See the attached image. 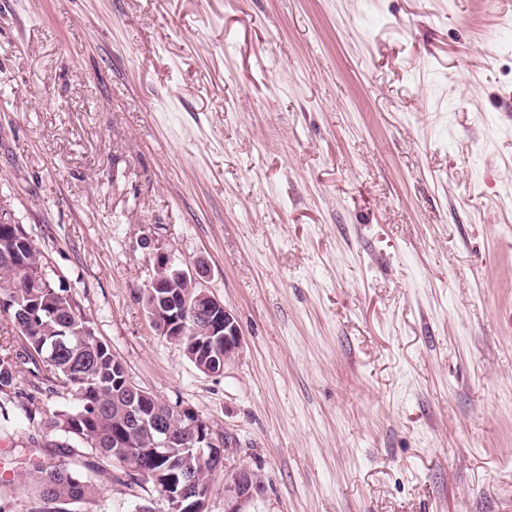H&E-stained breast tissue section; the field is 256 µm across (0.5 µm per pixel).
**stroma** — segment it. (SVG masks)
I'll list each match as a JSON object with an SVG mask.
<instances>
[{"label": "stroma", "mask_w": 512, "mask_h": 512, "mask_svg": "<svg viewBox=\"0 0 512 512\" xmlns=\"http://www.w3.org/2000/svg\"><path fill=\"white\" fill-rule=\"evenodd\" d=\"M0 207L240 512H512V0H0ZM204 259L241 356L151 327ZM0 483L74 403L18 378ZM35 409L26 420L21 408ZM78 512H134L119 470Z\"/></svg>", "instance_id": "1"}]
</instances>
